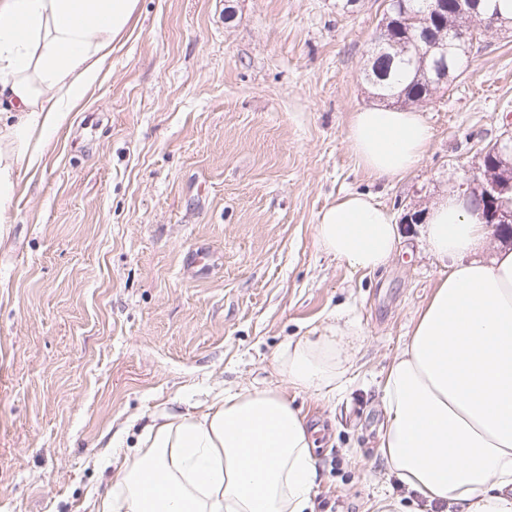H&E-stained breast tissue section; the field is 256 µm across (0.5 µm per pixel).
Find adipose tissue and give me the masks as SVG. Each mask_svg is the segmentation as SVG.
<instances>
[{"instance_id":"ef3b65f1","label":"adipose tissue","mask_w":512,"mask_h":512,"mask_svg":"<svg viewBox=\"0 0 512 512\" xmlns=\"http://www.w3.org/2000/svg\"><path fill=\"white\" fill-rule=\"evenodd\" d=\"M138 0H0V210L17 167L34 159L100 79ZM347 139L369 174L397 180L431 141L421 112L363 108ZM433 255L449 260L382 382L379 452L407 490L454 512H512V249L484 260L492 236L462 198L423 214ZM321 249L356 270L396 256L401 234L371 195L340 196L320 214ZM281 378L321 400L352 380L356 354L338 336H302L275 357ZM143 453L119 467L95 512H312L313 431L278 389L225 391L193 412L160 415Z\"/></svg>"}]
</instances>
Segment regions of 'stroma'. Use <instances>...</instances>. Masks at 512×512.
<instances>
[{"instance_id":"1","label":"stroma","mask_w":512,"mask_h":512,"mask_svg":"<svg viewBox=\"0 0 512 512\" xmlns=\"http://www.w3.org/2000/svg\"><path fill=\"white\" fill-rule=\"evenodd\" d=\"M382 3L139 0L0 211V512H90L155 413L253 387L318 430L315 512L403 495L378 452L379 382L447 267L419 222L374 272L315 226L346 192L398 221L459 193L512 114V34L486 33L419 104V166L378 179L347 129L375 104L361 75ZM328 328L358 339L352 383L327 401L282 387L277 352Z\"/></svg>"}]
</instances>
